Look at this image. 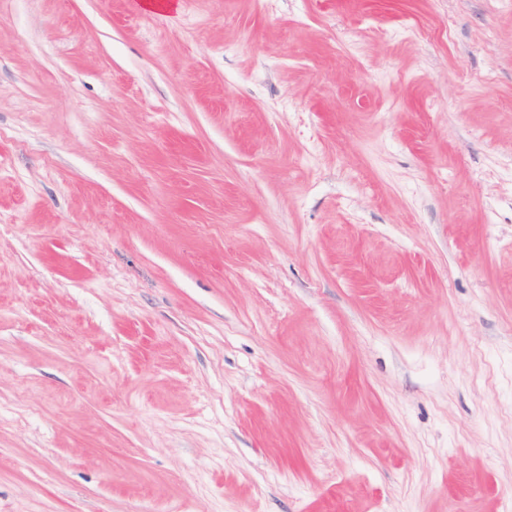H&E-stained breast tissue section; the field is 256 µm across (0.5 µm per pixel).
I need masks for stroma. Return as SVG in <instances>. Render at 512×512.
<instances>
[{
    "label": "stroma",
    "instance_id": "stroma-1",
    "mask_svg": "<svg viewBox=\"0 0 512 512\" xmlns=\"http://www.w3.org/2000/svg\"><path fill=\"white\" fill-rule=\"evenodd\" d=\"M0 512H512V0H0Z\"/></svg>",
    "mask_w": 512,
    "mask_h": 512
}]
</instances>
